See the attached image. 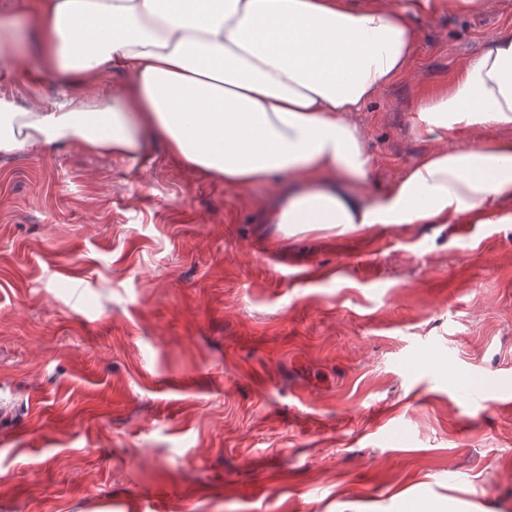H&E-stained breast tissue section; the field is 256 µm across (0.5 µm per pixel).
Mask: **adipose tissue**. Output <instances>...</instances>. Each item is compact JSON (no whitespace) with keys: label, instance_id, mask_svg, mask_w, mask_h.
Returning <instances> with one entry per match:
<instances>
[{"label":"adipose tissue","instance_id":"obj_1","mask_svg":"<svg viewBox=\"0 0 512 512\" xmlns=\"http://www.w3.org/2000/svg\"><path fill=\"white\" fill-rule=\"evenodd\" d=\"M499 0H25L0 10V82L37 37L40 68L90 82L115 70L111 98L21 105L0 92V154L77 145L135 160L154 142L234 188L288 187L265 221L287 235L377 224L483 223L512 200V37L421 97L417 137L437 140L375 201L352 188L374 161L354 113L410 70L409 21L495 10ZM504 130L501 138L488 129ZM468 131L471 143L449 145Z\"/></svg>","mask_w":512,"mask_h":512}]
</instances>
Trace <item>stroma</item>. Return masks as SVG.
Segmentation results:
<instances>
[{"mask_svg":"<svg viewBox=\"0 0 512 512\" xmlns=\"http://www.w3.org/2000/svg\"><path fill=\"white\" fill-rule=\"evenodd\" d=\"M411 25L412 73L357 115L369 199L512 5ZM124 81L30 59L0 92ZM272 200L160 143L0 155V512H512V223L288 237Z\"/></svg>","mask_w":512,"mask_h":512,"instance_id":"stroma-1","label":"stroma"}]
</instances>
